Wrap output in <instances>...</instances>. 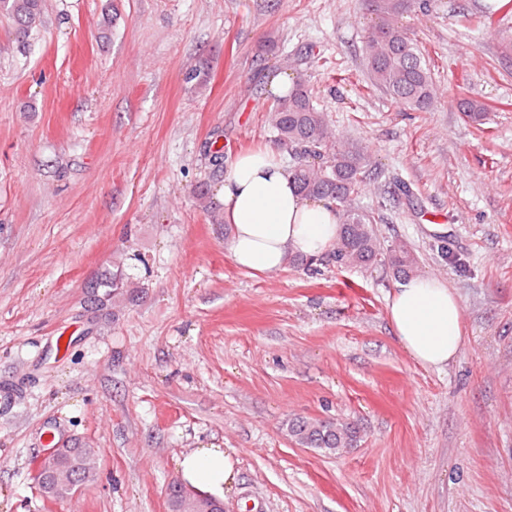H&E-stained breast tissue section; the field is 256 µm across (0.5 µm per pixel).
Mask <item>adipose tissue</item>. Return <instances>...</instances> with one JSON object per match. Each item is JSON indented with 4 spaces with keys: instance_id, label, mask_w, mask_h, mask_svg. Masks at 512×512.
Masks as SVG:
<instances>
[{
    "instance_id": "1",
    "label": "adipose tissue",
    "mask_w": 512,
    "mask_h": 512,
    "mask_svg": "<svg viewBox=\"0 0 512 512\" xmlns=\"http://www.w3.org/2000/svg\"><path fill=\"white\" fill-rule=\"evenodd\" d=\"M216 197L229 227L227 252L243 270L276 272L294 256L325 255L339 238L335 204L301 194L277 148L235 155ZM387 317L400 345L422 367L443 369L462 347V308L438 278H404L388 301ZM177 472L186 486L217 499L238 483L230 450L211 445L182 454Z\"/></svg>"
}]
</instances>
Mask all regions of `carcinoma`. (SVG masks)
<instances>
[{
	"instance_id": "1",
	"label": "carcinoma",
	"mask_w": 512,
	"mask_h": 512,
	"mask_svg": "<svg viewBox=\"0 0 512 512\" xmlns=\"http://www.w3.org/2000/svg\"><path fill=\"white\" fill-rule=\"evenodd\" d=\"M368 5L373 15V25L366 32L372 85L409 109L432 110L436 94L431 68L401 22L415 8L416 0H368ZM0 12L12 20L23 48L44 27L42 0H0ZM460 108L469 122L484 124L488 112L484 103L463 99ZM268 121L275 138L295 158L291 171L299 191L336 203L341 234L329 258L343 268L369 266L382 256L397 277L414 273L417 260L411 250L404 244L382 249L374 216L355 202L373 166L371 156L337 133L328 113L314 104L302 76H297L294 90L269 112ZM284 426L294 444L330 456L354 447L359 440L357 428L344 420L294 416ZM98 455L94 448H79L64 457V465L72 473L85 474L94 469Z\"/></svg>"
}]
</instances>
